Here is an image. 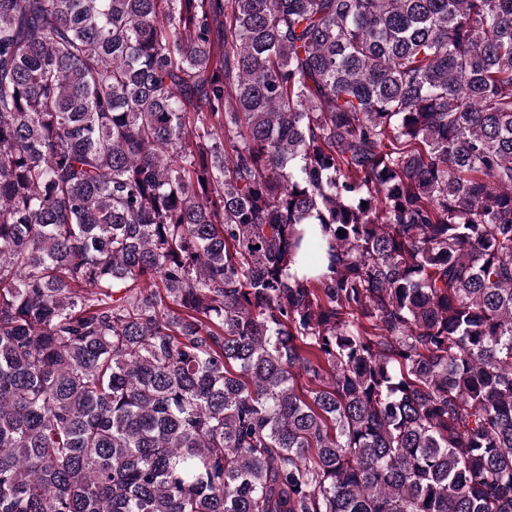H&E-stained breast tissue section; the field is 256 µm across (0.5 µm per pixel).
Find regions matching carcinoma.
Here are the masks:
<instances>
[{"mask_svg":"<svg viewBox=\"0 0 512 512\" xmlns=\"http://www.w3.org/2000/svg\"><path fill=\"white\" fill-rule=\"evenodd\" d=\"M0 512H512V0H0Z\"/></svg>","mask_w":512,"mask_h":512,"instance_id":"cac0c4a2","label":"carcinoma"}]
</instances>
